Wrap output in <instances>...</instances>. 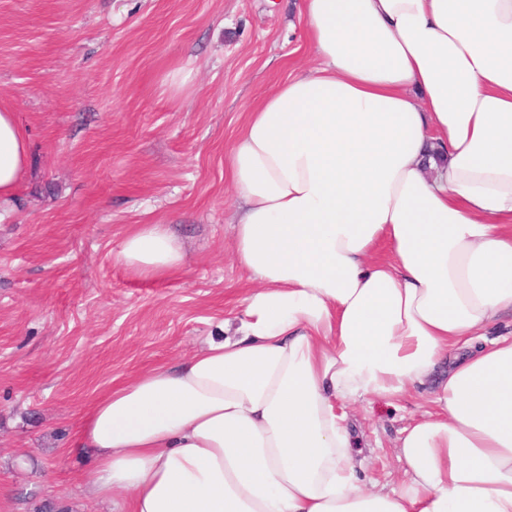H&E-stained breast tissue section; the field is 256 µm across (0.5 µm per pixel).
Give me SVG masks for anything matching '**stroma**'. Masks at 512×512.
<instances>
[{
    "instance_id": "1",
    "label": "stroma",
    "mask_w": 512,
    "mask_h": 512,
    "mask_svg": "<svg viewBox=\"0 0 512 512\" xmlns=\"http://www.w3.org/2000/svg\"><path fill=\"white\" fill-rule=\"evenodd\" d=\"M316 65L294 0H0V106L30 141L0 223V512H113L82 485L79 414L234 317L249 278L226 156L250 103ZM138 224L180 238V274L116 263ZM429 393L351 407L365 487L401 480L399 431Z\"/></svg>"
}]
</instances>
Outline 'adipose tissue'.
I'll return each mask as SVG.
<instances>
[{
    "label": "adipose tissue",
    "instance_id": "ef3b65f1",
    "mask_svg": "<svg viewBox=\"0 0 512 512\" xmlns=\"http://www.w3.org/2000/svg\"><path fill=\"white\" fill-rule=\"evenodd\" d=\"M320 67L254 101L226 157L252 276L235 335L82 411L83 483L122 512H512V0H299ZM27 136L0 106V222ZM116 260L185 254L139 224ZM432 383L403 478L368 490L348 409Z\"/></svg>",
    "mask_w": 512,
    "mask_h": 512
}]
</instances>
